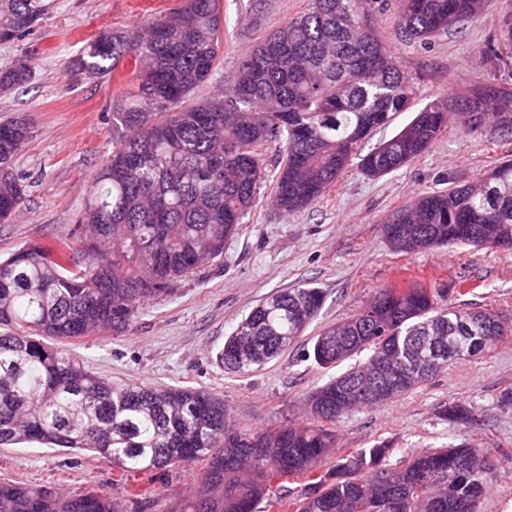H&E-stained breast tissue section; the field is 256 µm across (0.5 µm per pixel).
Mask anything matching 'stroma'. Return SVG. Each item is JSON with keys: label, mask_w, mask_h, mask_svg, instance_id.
I'll list each match as a JSON object with an SVG mask.
<instances>
[{"label": "stroma", "mask_w": 512, "mask_h": 512, "mask_svg": "<svg viewBox=\"0 0 512 512\" xmlns=\"http://www.w3.org/2000/svg\"><path fill=\"white\" fill-rule=\"evenodd\" d=\"M178 0H57V7L21 41L0 44V68L26 56L31 81L0 96V124L24 118L28 126L16 168L26 176L23 204L0 223V255L34 243L78 246L76 219L89 187L112 151V101L127 91L130 61L116 76L90 77L75 61L88 39L126 30L148 13L166 14ZM224 49L214 78L195 98L219 94L246 54L264 37L306 10L310 0H223ZM512 10V0H493L490 15L448 30L428 43L393 37L396 8L374 19L387 48L414 82L407 112L371 136L392 137L413 111L437 98L479 86L512 91V72L499 70L489 47L492 16ZM512 155V140L467 131L448 120L421 157L380 178L350 165L336 184L304 210L284 213L263 184L256 206L224 246L221 258L179 281L172 293L146 301L120 335L106 332L71 341L67 349L90 371L113 384L202 388L224 399L243 430L305 423V400L328 379L307 360L322 329L348 320L383 288L418 286L445 294L448 304L490 309L512 325V250L441 247L411 255L393 252L382 233L386 216L421 192L447 190L449 182H473ZM308 285L321 289L323 305L304 336L263 368L225 372L216 361L241 319L270 294ZM512 387V336L475 360H466L391 402L363 408L336 427L342 451L384 442L395 460L409 448H446L467 443L491 449L500 465L488 482L479 512H512V406L500 394ZM471 405L472 424L455 427L443 407ZM206 469L196 461L166 473L136 477L151 490L148 512H173ZM0 481L47 486L67 494L88 489L122 492L111 462L90 451L60 452L32 442L0 447Z\"/></svg>", "instance_id": "1"}]
</instances>
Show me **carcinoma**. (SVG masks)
<instances>
[{
	"label": "carcinoma",
	"instance_id": "1",
	"mask_svg": "<svg viewBox=\"0 0 512 512\" xmlns=\"http://www.w3.org/2000/svg\"><path fill=\"white\" fill-rule=\"evenodd\" d=\"M55 0H0V43L22 40ZM389 0H311L310 7L259 42L224 94L193 101L210 81L224 42L223 0H181L129 30L90 40L77 68L92 75L133 59L132 86L112 103V152L89 190L77 230L80 251L62 242L30 244L0 258V447L38 442L107 458L124 479L208 462L194 497L178 512H478L498 460L489 448L460 444L410 449L400 467L393 449L357 448L336 457V424L349 413L391 401L458 362L467 344L489 352L506 335L498 314L441 308L425 288H382L349 320L323 330L308 353L321 369L369 351L367 362L329 377L306 406L312 422L245 431L224 400L197 388L112 381L61 347L92 333L125 331L138 306L171 293L181 278L224 254L267 180L260 147L282 148L275 205L296 212L320 198L353 159L373 177L422 156L448 110L474 112L512 139L496 115L512 92L480 87L421 108L382 154L358 149L410 108L413 88L381 40L373 16ZM490 0H398L397 34L427 42L482 16ZM490 58L512 69V28H497ZM32 63L0 70V90L32 78ZM27 136L21 119L0 125V221L25 199L13 171ZM496 248L512 249V159L475 183L420 193L382 225L389 247L410 254L472 245L487 227ZM319 288L272 294L239 322L217 354L233 373L256 371L307 329L323 304ZM452 425L473 420L471 406L442 410ZM305 476L309 492L289 504L277 490ZM0 512H118L112 494L64 495L51 487L0 482Z\"/></svg>",
	"mask_w": 512,
	"mask_h": 512
}]
</instances>
